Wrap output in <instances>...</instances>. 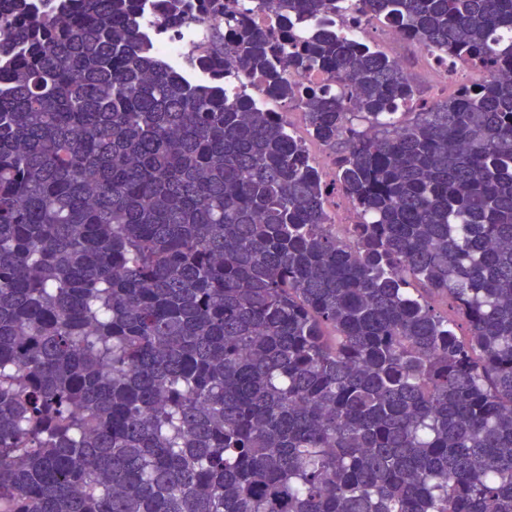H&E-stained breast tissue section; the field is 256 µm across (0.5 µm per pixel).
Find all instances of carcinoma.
I'll return each instance as SVG.
<instances>
[{"mask_svg":"<svg viewBox=\"0 0 512 512\" xmlns=\"http://www.w3.org/2000/svg\"><path fill=\"white\" fill-rule=\"evenodd\" d=\"M141 9L0 0V512H512V0H165L224 17L202 86ZM321 22L325 26H330L331 28L337 30L345 37L363 43L368 42L367 33L369 28L372 26L366 22L357 23L349 19H341L336 16L324 17ZM382 30L389 46L391 47L390 54L392 59H394L402 68L409 67L411 61L415 58H427L428 60H431L432 57L434 63L433 68L437 71L439 76L444 77L445 79H448V76L456 74L457 72H470V65L466 59H453L448 70V65L441 67L437 64L435 56L429 52L428 48L421 41L403 40L394 29L388 26H383ZM403 43H405V45ZM409 70L410 72H408V74L424 93L429 94L439 92L444 96L447 94L450 96L455 93L456 84L448 83L447 87L433 83L429 77L428 70L424 65L416 64L413 67H409ZM244 88L248 95L264 109L272 112H288L281 108L280 104H276L275 99L271 98L265 81L260 76H254L243 80Z\"/></svg>","mask_w":512,"mask_h":512,"instance_id":"cac0c4a2","label":"carcinoma"}]
</instances>
